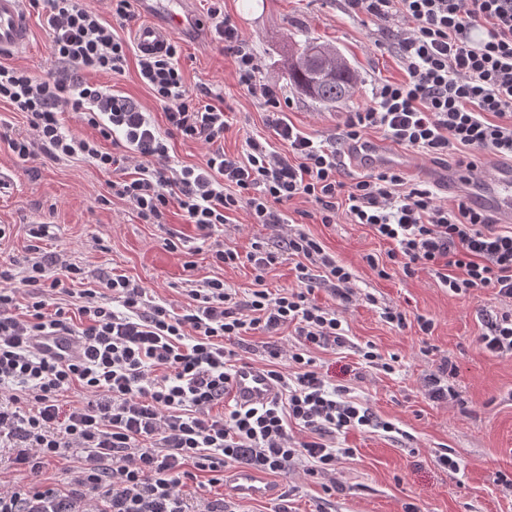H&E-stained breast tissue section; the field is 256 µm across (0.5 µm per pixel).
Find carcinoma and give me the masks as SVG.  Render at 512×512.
Returning a JSON list of instances; mask_svg holds the SVG:
<instances>
[{
    "label": "carcinoma",
    "instance_id": "carcinoma-1",
    "mask_svg": "<svg viewBox=\"0 0 512 512\" xmlns=\"http://www.w3.org/2000/svg\"><path fill=\"white\" fill-rule=\"evenodd\" d=\"M288 81L329 105L357 90V79L336 48L316 40L304 42L291 57Z\"/></svg>",
    "mask_w": 512,
    "mask_h": 512
}]
</instances>
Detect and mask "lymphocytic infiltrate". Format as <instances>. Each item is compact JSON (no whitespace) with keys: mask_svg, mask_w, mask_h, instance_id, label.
Segmentation results:
<instances>
[{"mask_svg":"<svg viewBox=\"0 0 512 512\" xmlns=\"http://www.w3.org/2000/svg\"><path fill=\"white\" fill-rule=\"evenodd\" d=\"M343 3L355 17L398 22L392 45L404 78L378 84L332 143L288 119L281 87L260 79L249 42L220 7H210L237 85L262 107L274 134L270 142L248 139L246 153L234 155L222 146L231 128L223 97L189 92L176 45L137 59L166 130L111 86L81 79L84 71L123 72L133 46L116 28L130 20L131 0H112L109 22L83 0H30L60 66L39 77L0 64V103L22 113L30 129L9 141L20 161L78 157L115 172L112 195L148 224L162 223L174 201L185 222L207 235L241 210L251 223L277 225L282 234L277 248L257 240L244 255L216 244L213 262H249L254 289L242 298L212 278L191 289L177 312L117 273L104 278L103 293L83 290L71 307L56 302L83 270L67 264L62 275L48 277L53 258L40 243L49 227L29 225L23 276L0 268V447L11 450L29 480H0V512H191L183 487L202 477L223 484L231 464L280 473L301 463L307 474L324 475L349 454L337 447L339 436L377 426L393 431L348 388L329 386L315 364V350L348 342L342 311L316 304L315 288L330 286L346 304L354 291L348 269L290 225L282 207L296 198L315 204L322 223L361 224L392 242L387 258L405 276L427 271L456 295L492 290L502 307L488 316L479 341L490 353L512 355V225L496 223L463 195L442 202L433 186L407 183L395 168L342 179L344 145L371 131L424 155L449 157L470 179L480 174L482 153L512 160V0ZM70 112L80 113L96 137L71 134ZM177 136L208 145L202 164L170 165L169 141ZM104 139L113 151L102 149ZM286 259L294 261L300 285L270 291L265 274ZM313 266L321 278L310 274ZM287 328L297 346L284 371L276 364L281 349L270 352L265 373L273 397L214 414L238 369L230 342ZM59 335L72 337V353L43 349ZM72 390L84 402L65 400ZM293 424L310 439L294 440ZM69 455L76 467L63 480L43 482L48 466Z\"/></svg>","mask_w":512,"mask_h":512,"instance_id":"1","label":"lymphocytic infiltrate"}]
</instances>
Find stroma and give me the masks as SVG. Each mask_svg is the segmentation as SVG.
Masks as SVG:
<instances>
[{"label":"stroma","instance_id":"35a3bbf8","mask_svg":"<svg viewBox=\"0 0 512 512\" xmlns=\"http://www.w3.org/2000/svg\"><path fill=\"white\" fill-rule=\"evenodd\" d=\"M224 11L252 45L262 78L278 81L289 100L290 121L305 133L331 141L347 113L369 104L378 83L403 77L399 58L383 50L389 42L386 26L363 24L349 16L341 0H224ZM31 44L20 55L0 63L43 76L56 67L50 39L37 15H30ZM317 39L335 45L358 78V90L335 106L323 105L288 81V62L299 44ZM179 64L190 92L204 89L220 94L234 114L224 138L227 152L240 154L247 137L271 138L264 114L238 88L233 61L210 30L201 41L179 38ZM83 81L112 86L138 102L158 125L166 120L149 89L140 81L135 58H128L122 74L86 73ZM21 114L0 104V264L23 261L27 254L26 227L50 225L52 236L41 247L58 259L49 276L60 275L62 265L84 269L82 288L101 289L102 279L116 272L147 288L157 303L172 309L185 306L188 289L210 278L223 279L239 293L253 286L250 264L235 268L215 265L210 249L225 242L247 253L254 240L276 244L280 230L270 224L249 223L238 214L237 224L218 228L201 238L184 223L177 205H170L166 223L147 224L126 201L110 196L112 172L81 158L25 163L10 150L7 139L26 133ZM284 212L299 229L321 242L353 275L354 296L344 313L349 343L336 350H318L314 357L326 380L349 387L380 420L396 424L392 433L353 430L338 438L339 447L352 454L328 475L305 474L302 466L269 475L276 488L270 499L241 500L222 486L188 485L192 504L204 498H223L224 512H512V356H496L479 342L487 314L501 303L489 290L457 296L439 288L427 272L408 277L394 272L382 278L362 260L371 253L385 258L388 242L367 227L337 221L321 223L313 203L296 199ZM177 249H170V242ZM193 268H186V261ZM396 305L413 318L405 329L387 323L382 310ZM434 322L431 335L418 330L415 316ZM372 343L383 357L398 356L393 372L366 364L359 346ZM290 331L273 336L244 337L236 350L251 366L268 365V351L291 349ZM455 372L448 384L457 390V403L432 401L424 377L436 372L442 360ZM459 463L450 470L440 455Z\"/></svg>","mask_w":512,"mask_h":512}]
</instances>
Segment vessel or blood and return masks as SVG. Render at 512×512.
<instances>
[{"label": "vessel or blood", "instance_id": "obj_1", "mask_svg": "<svg viewBox=\"0 0 512 512\" xmlns=\"http://www.w3.org/2000/svg\"><path fill=\"white\" fill-rule=\"evenodd\" d=\"M140 12L146 16L134 37L143 52L164 50L173 35L197 37L201 22L190 0H138ZM31 30L25 12V0H0V55L22 53L30 44ZM352 153L362 167H403L407 156L387 144L370 140L353 146ZM431 179L446 187L448 192H464L479 208L490 213L498 223L512 224V161L492 164L487 177L465 182L456 167L439 168ZM232 394L241 403H259L272 394V385L261 369L240 367L234 378ZM232 490L244 500L262 499L273 490L266 478L249 469L237 470L232 478Z\"/></svg>", "mask_w": 512, "mask_h": 512}]
</instances>
